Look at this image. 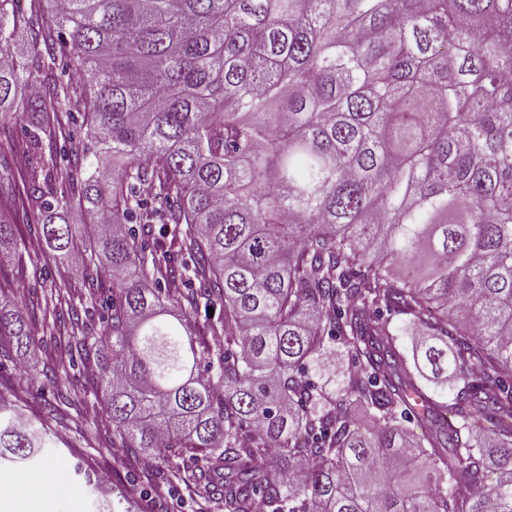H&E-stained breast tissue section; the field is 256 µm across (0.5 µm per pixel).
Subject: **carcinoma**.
Returning <instances> with one entry per match:
<instances>
[{
	"label": "carcinoma",
	"instance_id": "obj_1",
	"mask_svg": "<svg viewBox=\"0 0 512 512\" xmlns=\"http://www.w3.org/2000/svg\"><path fill=\"white\" fill-rule=\"evenodd\" d=\"M17 2L0 120L87 140L61 168L42 124L0 139L28 159L0 195L85 281L105 260L120 446L202 462L224 512H512V0ZM36 337L0 294V342ZM338 344L354 366L309 378ZM37 444L0 403V462ZM81 122V120H80ZM80 122L70 121L68 125L65 126V134L64 131L62 133L57 130H55V133L51 135L50 137H45L43 142V151L46 154V157L48 158V155L51 154L54 157H58L59 160V151L64 145L66 144L68 146L67 141V135L70 134V137L74 138H81L83 139L85 137L84 130L80 127Z\"/></svg>",
	"mask_w": 512,
	"mask_h": 512
}]
</instances>
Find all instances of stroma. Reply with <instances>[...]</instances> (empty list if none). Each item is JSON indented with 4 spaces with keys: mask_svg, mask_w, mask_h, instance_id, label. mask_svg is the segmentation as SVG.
<instances>
[{
    "mask_svg": "<svg viewBox=\"0 0 512 512\" xmlns=\"http://www.w3.org/2000/svg\"><path fill=\"white\" fill-rule=\"evenodd\" d=\"M33 258V264L7 275L22 303L38 300L52 308L78 309L88 332H100L107 315V287L85 286L82 270L70 257L43 248ZM61 280L69 285L67 292L52 293V282ZM35 322L39 335L22 363L0 353V390L25 420L43 422L50 436H62L63 441L42 449L32 461L0 464V478H13L22 486L35 484L47 467H54L77 493L73 499L57 497L55 512H96V491L80 487L75 475L82 462L96 473L108 474L105 489L128 495L131 512H224L221 505L193 496L187 483L193 462L167 468L149 454L124 455L113 448L112 425L93 395L94 361L60 350L69 328L54 325L40 313ZM52 374L60 378V388L48 384Z\"/></svg>",
    "mask_w": 512,
    "mask_h": 512,
    "instance_id": "35a3bbf8",
    "label": "stroma"
}]
</instances>
